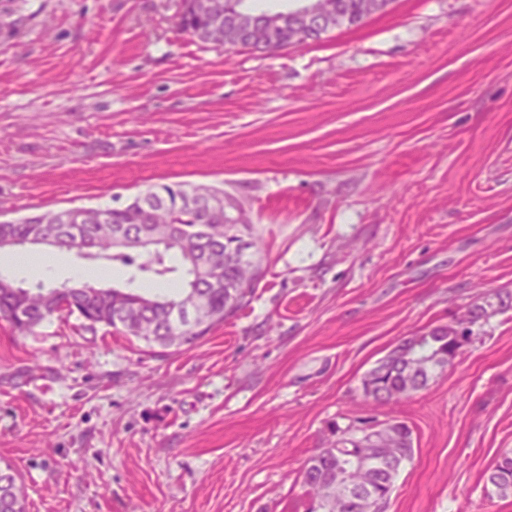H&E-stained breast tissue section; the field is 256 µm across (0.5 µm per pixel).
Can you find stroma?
<instances>
[{
    "instance_id": "obj_1",
    "label": "stroma",
    "mask_w": 512,
    "mask_h": 512,
    "mask_svg": "<svg viewBox=\"0 0 512 512\" xmlns=\"http://www.w3.org/2000/svg\"><path fill=\"white\" fill-rule=\"evenodd\" d=\"M0 34V207L117 206L172 182L242 207L263 276L159 355L76 318L0 321V466L26 512H307L306 460L371 417L413 433L384 512H512V0H394L274 53L205 45L178 0H18ZM26 285L94 261L40 248ZM486 318L382 405L404 337ZM486 482L491 486L489 495L499 498L512 496V457L502 456L495 465L489 469Z\"/></svg>"
}]
</instances>
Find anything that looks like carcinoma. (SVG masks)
<instances>
[{"mask_svg": "<svg viewBox=\"0 0 512 512\" xmlns=\"http://www.w3.org/2000/svg\"><path fill=\"white\" fill-rule=\"evenodd\" d=\"M196 0H182L177 13L178 28L203 44L224 45V30H210L206 20L195 11ZM320 5H334L343 16L337 27L359 24L361 0H319ZM296 43V32L288 25L278 32V39L269 44L254 43L250 50L269 52ZM183 183L150 187L146 194H137L119 206L90 207L81 223L64 220L65 210H47L31 217L0 221V237L25 242L35 235L54 238L59 248L89 251L91 256L112 264L133 267L145 279L157 284L173 283L177 290L141 294L129 288H95L82 280H70L59 286L36 283L29 288H13L11 280L0 277V320L7 322L19 335L34 332L35 328L53 317L74 316L80 327L96 332L102 326L129 336L148 348L162 349L195 346L216 325L233 315L246 302L262 275V271L246 254L252 243L229 231L240 218L228 215L212 217L207 214L210 199L224 196V190L209 185H194L196 208L181 205ZM152 209L149 224L138 221L142 203ZM107 221H99V215ZM158 235L154 252L143 254L135 247L145 232ZM121 232L133 243L127 251H112V235ZM203 263L217 271L218 283L209 277L194 275V267ZM201 297L210 319L194 326L187 309L188 296ZM406 355L418 367L406 371L405 361L390 355L372 369L374 401L389 404L399 400L396 393L411 385L417 389L427 386L436 369L427 367L434 359L446 360L455 356L456 337L448 328L436 327L426 333L401 340ZM402 459H382L366 483L372 486L373 512L382 508L394 488L401 461L412 459L414 448L412 430L403 421L393 425ZM370 449L361 447L354 434L342 436L329 448H319L307 460L303 484L311 499L323 498L324 512H357L354 505L329 490L326 477L336 468L363 457ZM17 476L11 468L0 469V512H13L12 499L24 496L22 487H14ZM486 482L489 495L499 498L512 496V457L502 456L489 469Z\"/></svg>", "mask_w": 512, "mask_h": 512, "instance_id": "1", "label": "carcinoma"}]
</instances>
